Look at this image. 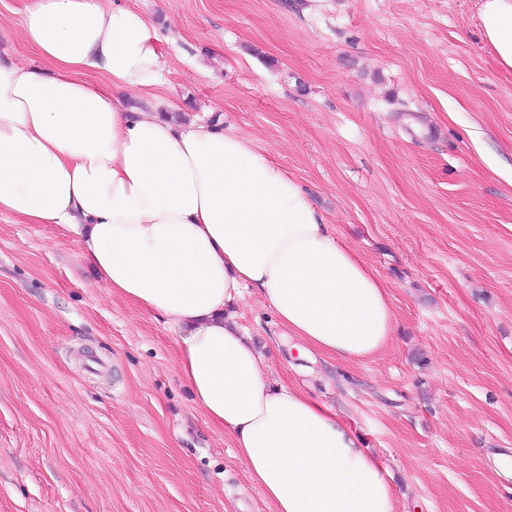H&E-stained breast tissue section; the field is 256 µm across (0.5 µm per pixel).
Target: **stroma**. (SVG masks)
I'll return each mask as SVG.
<instances>
[{
  "mask_svg": "<svg viewBox=\"0 0 512 512\" xmlns=\"http://www.w3.org/2000/svg\"><path fill=\"white\" fill-rule=\"evenodd\" d=\"M29 0H0V56ZM136 0L162 93L223 112L389 285L394 339L288 365L256 294L233 308L272 380L343 418L398 512H512V74L478 0ZM0 512H271L183 386L162 318L108 294L71 234L0 216Z\"/></svg>",
  "mask_w": 512,
  "mask_h": 512,
  "instance_id": "1",
  "label": "stroma"
}]
</instances>
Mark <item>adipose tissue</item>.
Masks as SVG:
<instances>
[{
	"mask_svg": "<svg viewBox=\"0 0 512 512\" xmlns=\"http://www.w3.org/2000/svg\"><path fill=\"white\" fill-rule=\"evenodd\" d=\"M477 19L512 73V0H480ZM21 37L42 64L0 63V214L73 234L111 294L163 316L181 380L273 512H395L379 458L302 388L270 382L231 312L258 293L299 359L359 363L395 334L384 280L223 113L177 119L137 6L31 0Z\"/></svg>",
	"mask_w": 512,
	"mask_h": 512,
	"instance_id": "adipose-tissue-1",
	"label": "adipose tissue"
}]
</instances>
